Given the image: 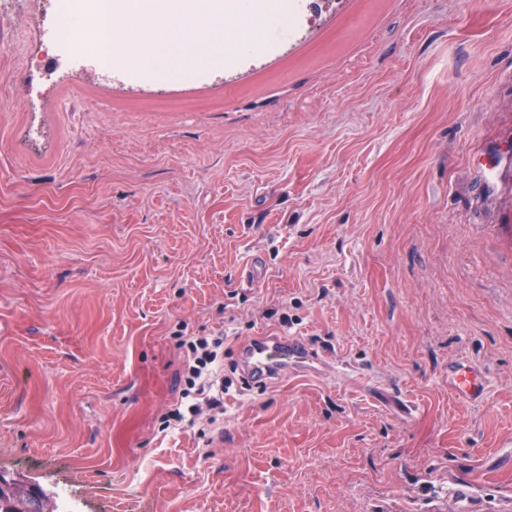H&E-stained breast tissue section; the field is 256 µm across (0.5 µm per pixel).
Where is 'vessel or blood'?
Returning <instances> with one entry per match:
<instances>
[{"label": "vessel or blood", "mask_w": 512, "mask_h": 512, "mask_svg": "<svg viewBox=\"0 0 512 512\" xmlns=\"http://www.w3.org/2000/svg\"><path fill=\"white\" fill-rule=\"evenodd\" d=\"M239 363L245 376L267 386L284 376H323L333 369L327 349L316 346L307 336L265 334L253 336L238 345ZM448 388L457 397L481 401L486 391L482 370L469 362L448 368Z\"/></svg>", "instance_id": "obj_1"}]
</instances>
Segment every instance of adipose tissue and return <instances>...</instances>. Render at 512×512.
<instances>
[{"label": "adipose tissue", "mask_w": 512, "mask_h": 512, "mask_svg": "<svg viewBox=\"0 0 512 512\" xmlns=\"http://www.w3.org/2000/svg\"><path fill=\"white\" fill-rule=\"evenodd\" d=\"M205 24L223 31L224 0H139L133 16L118 0L102 17L115 42L110 49H94L92 61L152 75L209 66L221 61L222 49L201 41Z\"/></svg>", "instance_id": "ef3b65f1"}]
</instances>
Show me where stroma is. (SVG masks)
<instances>
[{
    "label": "stroma",
    "mask_w": 512,
    "mask_h": 512,
    "mask_svg": "<svg viewBox=\"0 0 512 512\" xmlns=\"http://www.w3.org/2000/svg\"><path fill=\"white\" fill-rule=\"evenodd\" d=\"M54 19L0 13V474L60 512H512V0H321L181 76L83 46L30 80ZM264 332L337 375L250 384ZM219 335L223 421L170 424ZM448 389L465 401H481L486 391L483 371L470 362H458L449 366Z\"/></svg>",
    "instance_id": "1"
}]
</instances>
